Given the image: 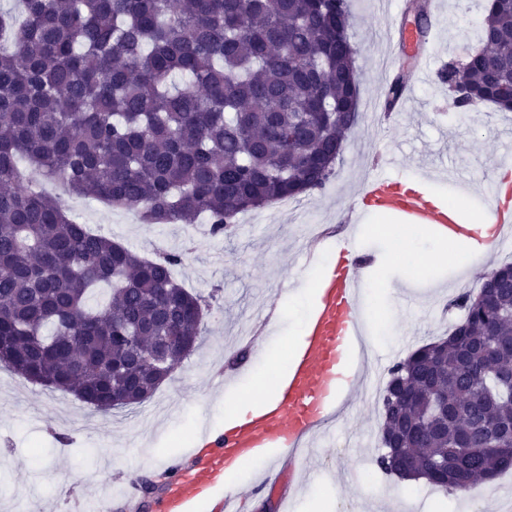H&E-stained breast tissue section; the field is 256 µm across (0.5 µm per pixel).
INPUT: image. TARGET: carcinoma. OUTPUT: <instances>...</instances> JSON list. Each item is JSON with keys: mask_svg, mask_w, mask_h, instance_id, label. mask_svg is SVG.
Instances as JSON below:
<instances>
[{"mask_svg": "<svg viewBox=\"0 0 512 512\" xmlns=\"http://www.w3.org/2000/svg\"><path fill=\"white\" fill-rule=\"evenodd\" d=\"M0 10V365L112 413L154 336L198 340L205 299L182 255L141 257L33 188L26 160L72 196L134 208L144 224L215 234L240 212L322 189L341 160L337 114L359 113L349 0H21ZM481 47L442 70L507 109L512 7L485 0ZM317 15L319 23L309 22ZM492 302L463 290L446 338L388 370L380 470L473 491L512 469V263ZM108 299L89 305L94 290ZM416 394L407 402L403 394ZM414 459L401 468L394 446Z\"/></svg>", "mask_w": 512, "mask_h": 512, "instance_id": "obj_1", "label": "carcinoma"}]
</instances>
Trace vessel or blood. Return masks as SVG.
I'll list each match as a JSON object with an SVG mask.
<instances>
[{
    "label": "vessel or blood",
    "mask_w": 512,
    "mask_h": 512,
    "mask_svg": "<svg viewBox=\"0 0 512 512\" xmlns=\"http://www.w3.org/2000/svg\"><path fill=\"white\" fill-rule=\"evenodd\" d=\"M431 40L399 26L390 35L386 65L395 69L401 55L412 56L413 65L399 97L383 111L391 121L414 105L413 89L429 74ZM427 175H419L413 187H405L383 172L368 175L358 195L360 212L388 210L406 224L436 228L446 238L467 234L457 214L438 205L427 191ZM494 222L490 238L476 239L473 261L486 262L512 235V208L491 209ZM363 261H340L323 275L317 302L293 352L287 370L278 378L274 399L260 404L224 430L201 426L199 447L205 455H193L192 477L175 474L169 484L174 497L209 482L215 471H228L253 456L266 454L268 473H281L280 497H287L298 473V458L309 441L327 433L343 413L355 390L364 385L365 373L359 360L365 327L361 309Z\"/></svg>",
    "instance_id": "vessel-or-blood-1"
}]
</instances>
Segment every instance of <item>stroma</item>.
<instances>
[{
    "mask_svg": "<svg viewBox=\"0 0 512 512\" xmlns=\"http://www.w3.org/2000/svg\"><path fill=\"white\" fill-rule=\"evenodd\" d=\"M369 0H351V30L358 53L361 120L347 137L343 161L325 187L303 195L300 211L263 220L237 219L231 234L206 236L192 224H142L133 210L106 209L90 199H72L76 220L147 258L177 252L175 278L191 292L212 296L197 348L143 404L102 415L73 395L30 382L0 366V512H92L106 501L109 512H200L199 502L221 495V483L192 491L183 507L163 502L170 475L190 470L189 448L201 420L224 425V399L255 391L283 370L289 342L305 311L296 298L314 268L325 265L337 242L366 260L365 294L384 310L367 337L368 361L377 381L420 345L447 335L460 319L453 302L466 288H479L486 268L512 263V247L494 254L487 267L437 264L429 278H413L412 262L428 259L436 245L428 231L403 239V256L391 257L388 238L375 235L384 223L372 214L353 223L358 183L373 170L395 178L432 168L430 186L445 200L458 197L448 182L456 169L473 183L471 213L489 203V182L512 166L500 141L512 140V112L487 106L459 119L448 107V87L439 72L460 62L478 44L480 0H442L446 22L433 28L432 80L415 89L417 108L381 128L370 114L385 78L383 30L407 0H387L374 16ZM398 153L396 164L383 163ZM379 408L370 393L352 395L334 423L333 446L320 449L308 479L298 487L293 512H310L314 501L334 499V512H512V471L475 492L455 493L422 480L405 481L377 472ZM151 494L131 493L142 480Z\"/></svg>",
    "mask_w": 512,
    "mask_h": 512,
    "instance_id": "35a3bbf8",
    "label": "stroma"
}]
</instances>
